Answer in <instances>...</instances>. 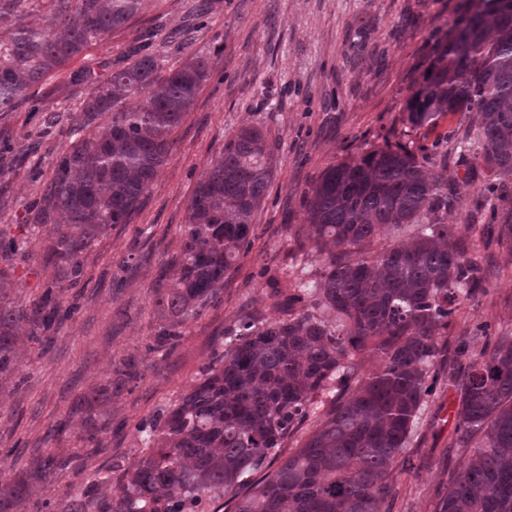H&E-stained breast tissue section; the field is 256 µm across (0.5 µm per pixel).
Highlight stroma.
<instances>
[{
    "label": "stroma",
    "mask_w": 512,
    "mask_h": 512,
    "mask_svg": "<svg viewBox=\"0 0 512 512\" xmlns=\"http://www.w3.org/2000/svg\"><path fill=\"white\" fill-rule=\"evenodd\" d=\"M462 0H146L133 25L89 43L61 72L27 92L15 110L0 112V236L27 242L25 259L9 272L23 305L37 302L53 269L43 259L46 230L30 220L29 205L53 175L71 141V114L94 83L108 80L144 47L164 69L201 56L209 76L196 104L171 138L173 150L130 223L112 226L84 261L76 313L56 337L29 342L19 384L0 394V476L12 478L32 455L73 457L17 512H64L78 491L104 482L115 466L134 467L142 456L139 423L175 403L216 355L236 321L274 319L270 277H304L315 255L296 251L304 200L330 164L360 156L384 142L448 153L446 173L468 201L482 198L488 171L450 140L470 124L467 113L442 116L436 127L403 120L415 81L433 45L463 14ZM261 128L275 161L274 179L255 215L253 245L224 277L217 297L178 329L171 350H157L166 324L152 306L151 285L162 260L179 246L197 183L224 150L227 136ZM467 208L448 214L464 225L470 253L492 260L497 274L487 293L468 305L448 330L449 345L466 342L477 355L488 338L512 335V259L486 242ZM133 379L104 408L105 430L87 437L83 398L112 377L120 360ZM454 391L440 385L394 473L389 512H435L440 494L461 468L449 447Z\"/></svg>",
    "instance_id": "stroma-1"
}]
</instances>
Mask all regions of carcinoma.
<instances>
[{
	"label": "carcinoma",
	"mask_w": 512,
	"mask_h": 512,
	"mask_svg": "<svg viewBox=\"0 0 512 512\" xmlns=\"http://www.w3.org/2000/svg\"><path fill=\"white\" fill-rule=\"evenodd\" d=\"M143 0H50L45 22L28 21L24 0H0V112L81 54L90 41L128 26ZM144 54L95 85L71 117L72 143L33 205L48 227L55 274L41 306L16 304L0 270V392L19 372L37 331L62 324L83 259L114 224H126L171 154L172 132L195 104L208 63L194 56L165 74ZM414 128L449 112L472 116L476 136L457 149L478 155L495 180L512 178V0H474L440 38L407 103ZM108 119L98 124L103 115ZM266 134L243 127L194 189L177 252L161 265L153 304L173 328L197 316L239 257L250 251L254 216L273 179ZM460 185L425 151L385 143L326 168L306 197L296 232L320 269L276 291V320L251 316L190 391L141 430L144 456L113 482L99 512H200L203 498H229L234 512H387L394 471L422 406L443 380L454 387L449 447L464 461L436 512H512V336L459 370L464 352L445 340L460 307L485 295L490 269L468 254L457 224ZM485 225L512 256V209ZM30 334H19L21 324ZM377 366L365 369L367 358ZM117 391L108 381L86 396L82 426L94 436L97 408ZM298 448H281L295 436ZM68 457L36 458L0 480V512H13ZM261 475L250 493L240 486Z\"/></svg>",
	"instance_id": "cac0c4a2"
}]
</instances>
